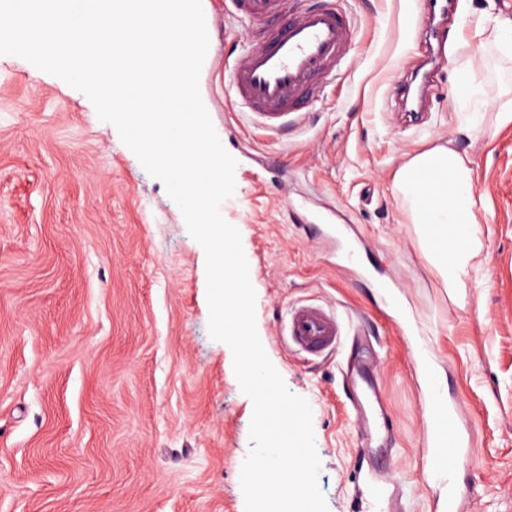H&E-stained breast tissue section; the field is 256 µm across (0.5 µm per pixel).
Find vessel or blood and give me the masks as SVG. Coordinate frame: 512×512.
Listing matches in <instances>:
<instances>
[{"label":"vessel or blood","mask_w":512,"mask_h":512,"mask_svg":"<svg viewBox=\"0 0 512 512\" xmlns=\"http://www.w3.org/2000/svg\"><path fill=\"white\" fill-rule=\"evenodd\" d=\"M224 0V13L247 31L239 61L225 65V103L233 111L258 118L261 126L278 132L303 121L314 99L322 97L349 59L355 25L342 10V0ZM447 0H423L414 19L415 31L425 32L423 55L439 66L447 51L445 24ZM275 21L270 35L254 36L253 22ZM393 88L404 108L421 111L430 88L427 76L395 77ZM431 205L447 207L451 197L429 173L419 175ZM288 338L297 351L310 355L335 351L343 325L335 311L317 305H299L288 312ZM351 413L361 435L389 434L390 418L384 412L381 386L355 387ZM423 430L425 447L441 463L458 460L471 445L458 405L431 386Z\"/></svg>","instance_id":"b4317fda"}]
</instances>
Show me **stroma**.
Instances as JSON below:
<instances>
[{
  "label": "stroma",
  "mask_w": 512,
  "mask_h": 512,
  "mask_svg": "<svg viewBox=\"0 0 512 512\" xmlns=\"http://www.w3.org/2000/svg\"><path fill=\"white\" fill-rule=\"evenodd\" d=\"M417 0H343L357 30L350 64L287 133L244 122L210 64L199 88L235 191L221 205L240 232L259 338L288 391L313 415L328 512H377L349 414L346 365L374 360L393 419L378 478L401 512H443L422 429L426 347L473 445L453 470L463 512H512V122L497 125L512 61L464 29L429 109L398 112L391 79L419 52ZM481 100L454 92L468 60ZM469 159L481 268L450 295L393 186L437 144ZM343 227L357 271L325 233ZM206 260L164 184L101 121L86 95L0 55V512H245L251 399L228 345L208 331ZM351 313L340 345L286 348L297 304Z\"/></svg>",
  "instance_id": "1"
}]
</instances>
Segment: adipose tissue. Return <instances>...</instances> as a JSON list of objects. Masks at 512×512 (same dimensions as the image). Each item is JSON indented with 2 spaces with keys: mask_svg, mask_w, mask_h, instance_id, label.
Returning <instances> with one entry per match:
<instances>
[{
  "mask_svg": "<svg viewBox=\"0 0 512 512\" xmlns=\"http://www.w3.org/2000/svg\"><path fill=\"white\" fill-rule=\"evenodd\" d=\"M421 169L447 185L453 198L451 207L443 209L428 204L414 178L415 172ZM394 184L407 202L411 219L427 245L430 264L438 271L449 292L464 294L470 271L480 265L483 247L478 227V213L483 201L473 193L472 170L466 159L453 148L434 147L404 163L395 174ZM448 235L460 238L457 250L448 253L432 246L433 238Z\"/></svg>",
  "mask_w": 512,
  "mask_h": 512,
  "instance_id": "ef3b65f1",
  "label": "adipose tissue"
}]
</instances>
